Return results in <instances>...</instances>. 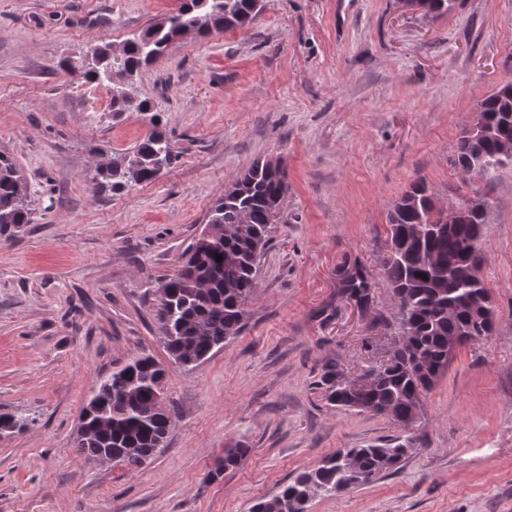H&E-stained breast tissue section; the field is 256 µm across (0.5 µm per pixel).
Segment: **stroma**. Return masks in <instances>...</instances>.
<instances>
[{"label":"stroma","instance_id":"1","mask_svg":"<svg viewBox=\"0 0 512 512\" xmlns=\"http://www.w3.org/2000/svg\"><path fill=\"white\" fill-rule=\"evenodd\" d=\"M180 0H0V152L25 172L30 224L0 236V512H247L341 448L400 435L390 417L331 406L336 360L358 380L393 350L383 279L388 210L415 180L438 205L487 194V338L454 349L421 402L398 469L309 512H512V166L473 180L452 163L479 102L512 83V0H262L247 27L170 43L138 96L162 114L176 159L153 181L101 190L98 164L148 126L113 118L110 84L59 63L120 46ZM288 192L260 260L245 327L197 367L174 364L156 289L256 160ZM372 274L362 311L343 270ZM148 354L167 369L168 446L130 470L78 459L79 415L100 380ZM240 465L211 478L227 448Z\"/></svg>","mask_w":512,"mask_h":512}]
</instances>
